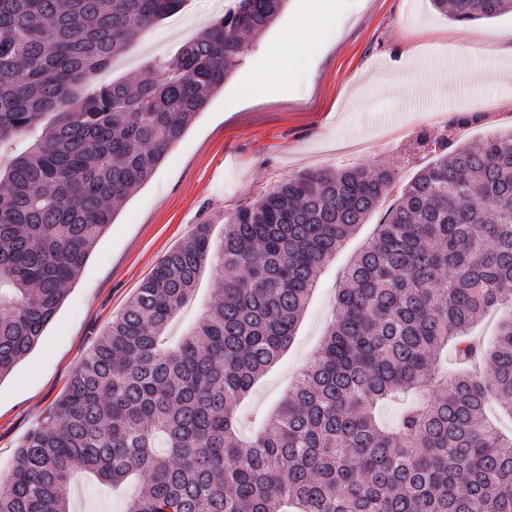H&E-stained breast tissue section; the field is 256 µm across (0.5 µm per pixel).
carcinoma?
I'll return each mask as SVG.
<instances>
[{
	"label": "carcinoma",
	"instance_id": "carcinoma-1",
	"mask_svg": "<svg viewBox=\"0 0 512 512\" xmlns=\"http://www.w3.org/2000/svg\"><path fill=\"white\" fill-rule=\"evenodd\" d=\"M184 0H0V379L55 317L114 204L147 182L285 0H234L138 81L112 59ZM458 22L512 0H433ZM424 133L435 158L304 172L165 254L96 340L0 487V512H71L77 472L133 483L125 512H512V317L485 348L471 328L512 306V128L472 146ZM344 269L322 344L250 440L240 401L285 350L320 273L382 198ZM220 283L171 348L164 336L205 266ZM488 370L453 376L444 354Z\"/></svg>",
	"mask_w": 512,
	"mask_h": 512
}]
</instances>
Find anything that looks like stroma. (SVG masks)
<instances>
[{"label": "stroma", "mask_w": 512, "mask_h": 512, "mask_svg": "<svg viewBox=\"0 0 512 512\" xmlns=\"http://www.w3.org/2000/svg\"><path fill=\"white\" fill-rule=\"evenodd\" d=\"M307 4L287 0L275 22L253 38L221 92L122 205L35 348L0 379V481L24 436L43 423L113 317L197 225H209L213 242H220L225 215L307 171L383 166L410 179L433 158L414 150L417 135L460 113L480 117L464 128L468 143L512 125V74L492 83L476 78L479 70L512 61V14L455 22L431 0H323L321 31L309 39L302 61L271 76L267 96L241 98L252 59L278 43ZM227 5L186 0L132 42L102 80L140 78L146 66L209 29ZM375 227L359 225L324 270L292 342L244 402L252 425L281 401L320 345L337 281ZM217 289L211 269L203 268L169 324L171 342L200 319ZM70 506L72 512H124L121 493L92 487L80 475L70 484Z\"/></svg>", "instance_id": "35a3bbf8"}]
</instances>
